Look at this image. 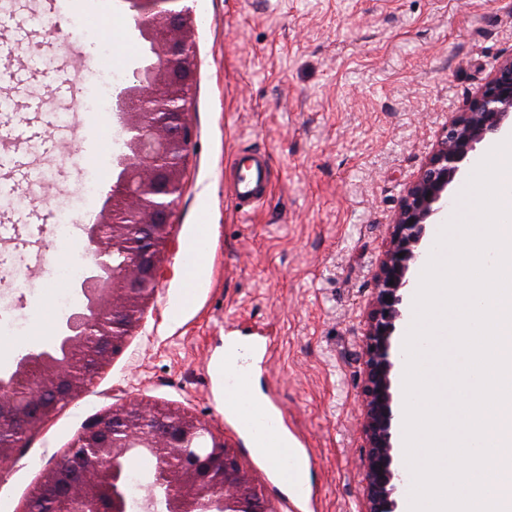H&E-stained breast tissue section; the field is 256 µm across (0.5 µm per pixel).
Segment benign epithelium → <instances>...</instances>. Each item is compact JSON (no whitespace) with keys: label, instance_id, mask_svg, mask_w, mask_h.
Masks as SVG:
<instances>
[{"label":"benign epithelium","instance_id":"7a95c632","mask_svg":"<svg viewBox=\"0 0 512 512\" xmlns=\"http://www.w3.org/2000/svg\"><path fill=\"white\" fill-rule=\"evenodd\" d=\"M149 47L135 84L117 95L129 153L119 169L99 221L86 228L97 248L94 267L79 284L83 306L58 333L69 336L66 362L28 355L0 381V469L15 449L42 428L95 380L127 336L141 328L144 309L165 276L162 259L172 240L171 218L182 191L193 129L186 119L194 77V10L188 0H123ZM512 118V52L467 108L444 127L437 147L404 189L391 224L388 249L375 275L364 337L361 390L368 484L364 512H396L401 474L392 445L391 336L403 317L410 266L423 259L427 226L448 205V185L476 144L499 133ZM211 435V446L194 439ZM141 448L158 461L159 478L146 500L167 512H277L264 490L244 471L238 453L211 434L191 413L156 403L130 401L98 415L37 486L41 512H125L123 487L115 479L120 460Z\"/></svg>","mask_w":512,"mask_h":512}]
</instances>
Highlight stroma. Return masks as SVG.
Listing matches in <instances>:
<instances>
[{
	"label": "stroma",
	"mask_w": 512,
	"mask_h": 512,
	"mask_svg": "<svg viewBox=\"0 0 512 512\" xmlns=\"http://www.w3.org/2000/svg\"><path fill=\"white\" fill-rule=\"evenodd\" d=\"M197 30L189 118L193 145L173 218L167 274L144 327L86 392L17 449L0 473V512H23L44 469L53 466L93 417L132 399L189 410L235 448L244 470L278 512L291 498L274 468L250 449L224 409L216 370L234 336L258 344L254 377L306 456L308 512H361L368 483L359 399L362 344L374 276L406 185L434 150L449 119L466 108L498 58L512 48V0H194ZM124 0H112L102 29L116 64L134 73L143 43ZM23 42L0 28V52L26 66L0 123L26 126L29 139L0 140V183L37 163L59 176L0 201V218L30 206L57 224L63 208L81 218L76 199L85 156L79 138L40 148L55 126L107 123L60 89L81 66L61 60L59 18L23 14ZM264 153L272 190L240 208L231 195V161ZM209 225L207 272L188 283L180 267L201 225ZM62 254L50 229L0 251V286L56 285L32 270L35 245Z\"/></svg>",
	"instance_id": "1"
}]
</instances>
